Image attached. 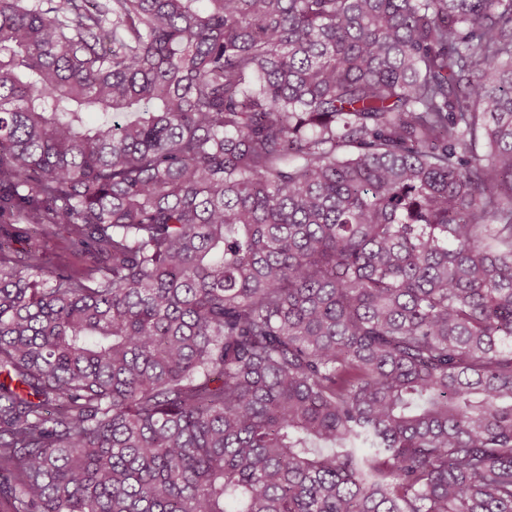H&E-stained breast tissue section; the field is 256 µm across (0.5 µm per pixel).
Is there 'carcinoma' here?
<instances>
[{
	"mask_svg": "<svg viewBox=\"0 0 512 512\" xmlns=\"http://www.w3.org/2000/svg\"><path fill=\"white\" fill-rule=\"evenodd\" d=\"M0 218V512H512V0H0Z\"/></svg>",
	"mask_w": 512,
	"mask_h": 512,
	"instance_id": "cac0c4a2",
	"label": "carcinoma"
}]
</instances>
